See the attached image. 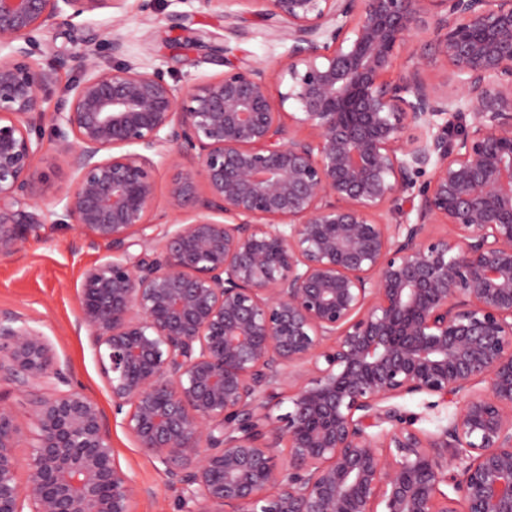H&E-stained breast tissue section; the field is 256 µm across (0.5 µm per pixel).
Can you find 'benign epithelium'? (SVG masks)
I'll return each mask as SVG.
<instances>
[{
    "label": "benign epithelium",
    "instance_id": "benign-epithelium-1",
    "mask_svg": "<svg viewBox=\"0 0 512 512\" xmlns=\"http://www.w3.org/2000/svg\"><path fill=\"white\" fill-rule=\"evenodd\" d=\"M110 2L0 0V255L41 223L48 146L65 217L112 247L78 314L112 417L188 512H512V0H238L279 20L288 61L181 86L85 36L46 141L40 35ZM163 166L189 217L133 261ZM2 377L35 443L17 455L1 407L0 512H134L106 416L29 315L0 312ZM407 395L459 408L429 432ZM419 43L416 41L410 42L401 47L397 53V58L394 63V68L390 74L391 79H397L405 74L419 61Z\"/></svg>",
    "mask_w": 512,
    "mask_h": 512
}]
</instances>
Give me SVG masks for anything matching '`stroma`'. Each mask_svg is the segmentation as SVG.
<instances>
[{"instance_id":"35a3bbf8","label":"stroma","mask_w":512,"mask_h":512,"mask_svg":"<svg viewBox=\"0 0 512 512\" xmlns=\"http://www.w3.org/2000/svg\"><path fill=\"white\" fill-rule=\"evenodd\" d=\"M277 20L257 15L234 0H116L84 14L73 27L45 34L42 65L53 64L71 50L74 36L99 40L121 36L125 60L161 67L172 84L220 75L233 65L256 61L277 64L290 43L278 33ZM46 180L38 193L53 206L44 224L32 228L18 250L0 256V311L23 312L41 321L61 359L67 360L76 381L104 413L112 411V395L90 346L88 333L77 325L78 292L84 271L105 260L111 247L88 231L63 220L54 201L73 183L66 160L53 151L40 159ZM0 406L9 410L21 428L16 452L27 456L33 436L27 425L30 403L6 379L0 380ZM113 453L121 467L141 487L134 512H186L182 492L172 485L162 464L118 422H110Z\"/></svg>"}]
</instances>
